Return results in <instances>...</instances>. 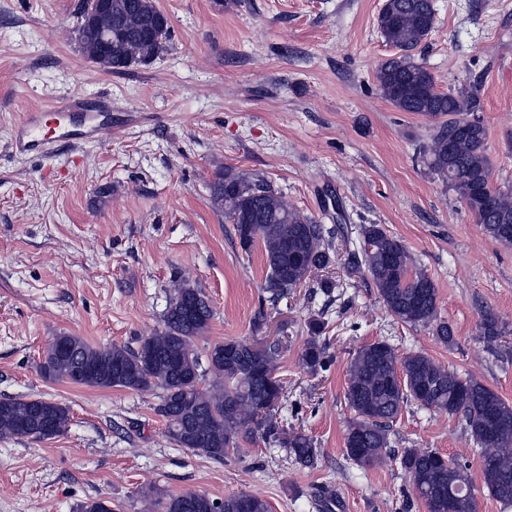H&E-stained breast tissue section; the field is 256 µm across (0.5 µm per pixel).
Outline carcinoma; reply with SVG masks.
Here are the masks:
<instances>
[{
	"instance_id": "cac0c4a2",
	"label": "carcinoma",
	"mask_w": 512,
	"mask_h": 512,
	"mask_svg": "<svg viewBox=\"0 0 512 512\" xmlns=\"http://www.w3.org/2000/svg\"><path fill=\"white\" fill-rule=\"evenodd\" d=\"M109 10L98 25L80 18L77 29L82 53L106 72L146 65L163 51L168 39L166 16L154 0H108ZM433 0H385L377 26L384 41L401 55L377 68L381 97L402 112L435 120L431 141L423 147L427 170L448 183L493 239L512 244V190L494 186L487 154V128L477 112L475 90L441 92L432 73L411 51L432 32ZM112 29V51L101 47L98 33ZM213 205L234 225L243 249L262 242L269 269L270 299L300 286L315 270L333 261V239L321 225L288 205L282 193L260 180H249L231 169L218 171L210 184ZM362 258L384 308L410 325H432L437 338L451 344L454 329L438 316L437 289L412 257L379 224L361 227ZM213 318L208 298L190 280L174 281L161 331L144 337L138 347L113 344L94 347L78 336L59 335L39 364L41 376L97 388L135 392L160 390L157 413L167 421L170 439L178 446L224 461L240 452L239 440L268 437L288 449L295 463H314L316 450L304 435L285 436L273 424L280 394L274 374L277 349L247 341L216 343L201 358L192 349ZM320 319L309 321L311 336L300 360L312 372L327 369L329 359L318 335ZM480 335L494 344L503 334L499 318L487 311ZM209 387H200L206 375ZM346 400L355 418L346 436V453L362 468L388 457L389 422L404 405L449 415L462 414L478 446L484 485L497 501L511 505L512 406L474 379H463L423 353L399 356L386 342L362 346L351 360ZM68 408L42 397L0 400V438L41 441L64 432ZM400 464L412 489L428 512H476L467 466L444 462L435 451L408 448ZM160 512H269L262 498L233 494L214 499L205 493L168 495L158 501Z\"/></svg>"
}]
</instances>
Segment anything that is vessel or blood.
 <instances>
[{
	"label": "vessel or blood",
	"instance_id": "1",
	"mask_svg": "<svg viewBox=\"0 0 512 512\" xmlns=\"http://www.w3.org/2000/svg\"><path fill=\"white\" fill-rule=\"evenodd\" d=\"M107 100L87 101L71 97L44 112L29 113L14 128L11 147L21 155H51L57 142L73 145L96 136L100 119L109 117Z\"/></svg>",
	"mask_w": 512,
	"mask_h": 512
}]
</instances>
